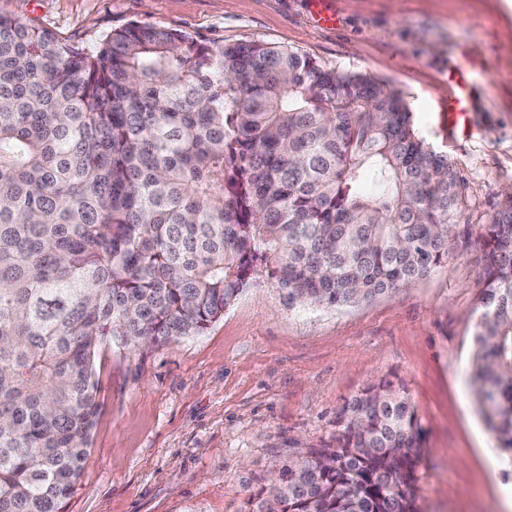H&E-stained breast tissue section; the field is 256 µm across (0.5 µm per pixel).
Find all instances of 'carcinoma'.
Returning a JSON list of instances; mask_svg holds the SVG:
<instances>
[{"instance_id":"carcinoma-1","label":"carcinoma","mask_w":512,"mask_h":512,"mask_svg":"<svg viewBox=\"0 0 512 512\" xmlns=\"http://www.w3.org/2000/svg\"><path fill=\"white\" fill-rule=\"evenodd\" d=\"M466 190L385 82L138 23L88 51L0 15V512H62L102 343L200 334L256 277L290 306L391 296L458 257ZM476 240L470 382L512 468V195ZM342 414L252 512H419L405 383Z\"/></svg>"}]
</instances>
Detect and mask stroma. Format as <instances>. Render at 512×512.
Segmentation results:
<instances>
[{
  "label": "stroma",
  "mask_w": 512,
  "mask_h": 512,
  "mask_svg": "<svg viewBox=\"0 0 512 512\" xmlns=\"http://www.w3.org/2000/svg\"><path fill=\"white\" fill-rule=\"evenodd\" d=\"M0 0V15L95 48L137 22L197 42H260L389 82L421 139L468 183L477 233L512 194V21L492 0ZM474 69L465 130H451L448 69ZM480 252L355 307L288 306L253 279L203 333L146 352L105 344L87 465L64 512H249L267 478L332 445L346 402L398 376L423 429L421 512H512V476L470 385Z\"/></svg>",
  "instance_id": "stroma-1"
}]
</instances>
